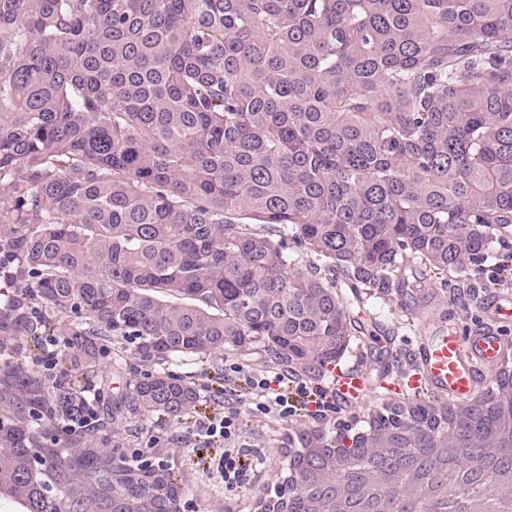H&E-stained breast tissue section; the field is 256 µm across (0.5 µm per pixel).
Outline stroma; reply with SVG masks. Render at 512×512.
<instances>
[{
    "mask_svg": "<svg viewBox=\"0 0 512 512\" xmlns=\"http://www.w3.org/2000/svg\"><path fill=\"white\" fill-rule=\"evenodd\" d=\"M492 275L493 268L488 265L469 277L467 302L451 309L460 329L481 323V304L496 290ZM411 311V306L402 296L377 301L362 310L354 309L352 315L360 331L352 337L350 349L343 358L344 363L357 364L368 371L382 366L390 371L395 370L406 359L417 323ZM389 330L398 334L395 343L389 344L377 337L378 332ZM233 368L248 376L270 379L279 371L278 366L267 362L263 354L236 352L216 354L203 363L192 360L178 366L177 371L204 387L215 372L226 373ZM402 398V393L395 391L387 392L382 398L371 393L357 405L338 406L336 412L328 413L326 418L317 422L303 411L283 419L258 416L248 395L234 392L222 399L207 402L178 424L151 417L145 420L142 433L117 435L113 442L123 449H140L153 462L175 466L189 488L182 501L181 512H207L208 505L213 502L219 504L221 512H241V506L249 496L259 494L278 482L284 463L283 450L289 435L314 424L332 432L338 424L345 423L357 432L364 428L368 413L379 406L381 400L399 401ZM228 407L238 408L241 412L242 429L235 445L246 452L252 464L244 486L232 490L224 486L223 444L204 439L196 425L199 417L223 414Z\"/></svg>",
    "mask_w": 512,
    "mask_h": 512,
    "instance_id": "1",
    "label": "stroma"
}]
</instances>
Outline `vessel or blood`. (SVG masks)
<instances>
[{"instance_id":"b4317fda","label":"vessel or blood","mask_w":512,"mask_h":512,"mask_svg":"<svg viewBox=\"0 0 512 512\" xmlns=\"http://www.w3.org/2000/svg\"><path fill=\"white\" fill-rule=\"evenodd\" d=\"M422 298L424 306L410 351L406 384L412 390H426L434 400L470 404L480 392L489 390L494 365L512 354V337L502 330L504 324L512 322V297L501 295L487 303L486 314L492 325L465 333L444 312L446 299L440 291H425ZM330 389L346 401L361 400L368 392L362 373L356 370L333 376Z\"/></svg>"}]
</instances>
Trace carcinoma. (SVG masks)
I'll return each instance as SVG.
<instances>
[{
	"instance_id": "1",
	"label": "carcinoma",
	"mask_w": 512,
	"mask_h": 512,
	"mask_svg": "<svg viewBox=\"0 0 512 512\" xmlns=\"http://www.w3.org/2000/svg\"><path fill=\"white\" fill-rule=\"evenodd\" d=\"M511 226L512 0H0V500L181 512L109 446L203 404L170 366L320 376Z\"/></svg>"
}]
</instances>
